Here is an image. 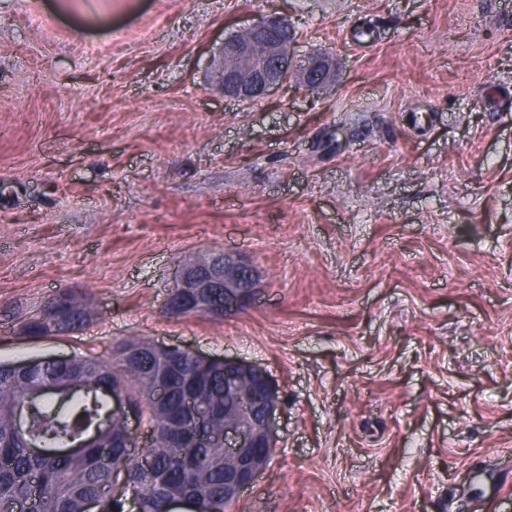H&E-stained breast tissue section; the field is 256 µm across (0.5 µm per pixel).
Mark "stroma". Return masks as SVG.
<instances>
[{
	"label": "stroma",
	"instance_id": "stroma-1",
	"mask_svg": "<svg viewBox=\"0 0 512 512\" xmlns=\"http://www.w3.org/2000/svg\"><path fill=\"white\" fill-rule=\"evenodd\" d=\"M282 19L336 73L211 80ZM512 0H0V362L121 341L263 365L278 442L229 512H478L512 469ZM231 251L256 295L165 308ZM91 319L22 325L59 291Z\"/></svg>",
	"mask_w": 512,
	"mask_h": 512
}]
</instances>
